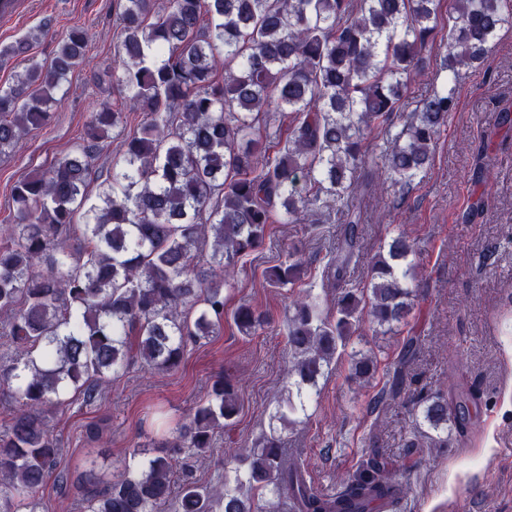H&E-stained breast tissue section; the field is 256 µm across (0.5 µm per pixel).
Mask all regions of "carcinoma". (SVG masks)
Returning a JSON list of instances; mask_svg holds the SVG:
<instances>
[{
	"mask_svg": "<svg viewBox=\"0 0 512 512\" xmlns=\"http://www.w3.org/2000/svg\"><path fill=\"white\" fill-rule=\"evenodd\" d=\"M442 0H116L113 64L121 100L103 99L83 144L21 176L9 197L12 222L0 231V400L17 413L0 429V512H37L62 448L50 418L78 395L100 400L112 380L140 363L178 369L187 348L218 333L224 316L253 336L271 323L241 303L225 311L224 272L263 247L267 226L297 223L322 197L339 201L346 224L326 276L341 285L331 310L308 289L294 296L283 329L291 359L288 397L269 415L268 432L240 448L224 485L200 486L183 469L176 512H379L398 489L386 457L369 448L341 495L327 497L288 461L280 430L303 424L331 363L349 357V378L371 383L373 353L349 350L363 323L387 333L407 323L417 290L420 248L405 233L367 261L363 286L349 284L360 215L348 198L365 167L368 143L385 136L377 174L408 187L434 159L437 136L456 108L460 69L480 66L499 33L512 29V0H451L441 34ZM37 35L0 45V63L25 55ZM441 39L442 82L421 96L396 128L410 76L426 47ZM85 31L68 30L51 64L31 63L0 84V157L22 135L51 120L54 94L83 64ZM143 122L123 140L112 175L92 192L96 162L109 151L126 113ZM280 114L285 139L267 132ZM83 218L85 223L76 220ZM304 266L290 252L266 270L277 288H294ZM419 337H407L386 364L389 388L371 412L411 382L408 453L446 448L471 422L469 398L448 401L410 376ZM237 390L219 377L204 400L148 456L133 448L110 486L88 479V512H159L172 493L177 460L168 448L202 456L215 433L234 424Z\"/></svg>",
	"mask_w": 512,
	"mask_h": 512,
	"instance_id": "1",
	"label": "carcinoma"
}]
</instances>
